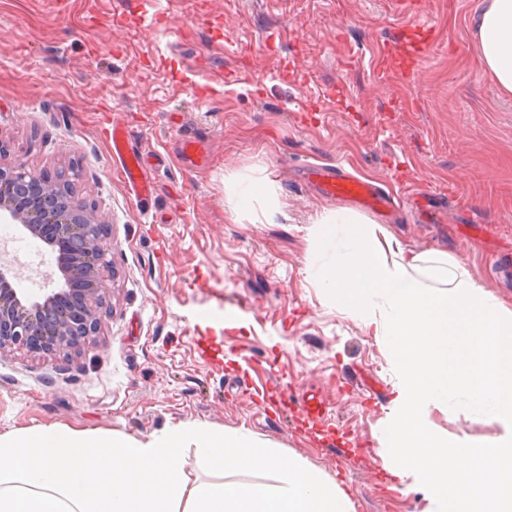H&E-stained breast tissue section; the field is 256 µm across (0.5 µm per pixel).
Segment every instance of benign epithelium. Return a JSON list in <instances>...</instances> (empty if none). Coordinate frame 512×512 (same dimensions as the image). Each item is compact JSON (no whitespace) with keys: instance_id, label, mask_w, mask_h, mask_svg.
Masks as SVG:
<instances>
[{"instance_id":"benign-epithelium-1","label":"benign epithelium","mask_w":512,"mask_h":512,"mask_svg":"<svg viewBox=\"0 0 512 512\" xmlns=\"http://www.w3.org/2000/svg\"><path fill=\"white\" fill-rule=\"evenodd\" d=\"M39 238L57 253L63 287L42 296L12 286L15 268L0 262V354L5 351H65L98 332L100 274L109 265L98 222L72 190L50 197L44 181L23 164L0 165V219Z\"/></svg>"}]
</instances>
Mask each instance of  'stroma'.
Segmentation results:
<instances>
[{
    "label": "stroma",
    "instance_id": "1",
    "mask_svg": "<svg viewBox=\"0 0 512 512\" xmlns=\"http://www.w3.org/2000/svg\"><path fill=\"white\" fill-rule=\"evenodd\" d=\"M50 2L0 0V164L75 171L109 226L113 276L93 341L0 354V434L246 429L342 482L352 512H430L417 478L382 469L392 353L321 286L343 241L315 250L306 229L329 211L370 217L512 304V264L493 266L484 246L492 224L512 250V93L482 67L484 0H428L422 62L419 33L386 0H69L62 14ZM113 113L151 154V200L114 174L101 134ZM181 135L206 141L208 160L182 166ZM309 163L374 177L398 203L368 215L321 197L295 177ZM229 177L273 184L274 201L230 200ZM254 383L269 405L250 399ZM311 393L334 422H300L295 402ZM429 422L475 445L500 433L438 408Z\"/></svg>",
    "mask_w": 512,
    "mask_h": 512
}]
</instances>
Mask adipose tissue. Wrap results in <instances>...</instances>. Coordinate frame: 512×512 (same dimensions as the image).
I'll use <instances>...</instances> for the list:
<instances>
[{
  "instance_id": "adipose-tissue-1",
  "label": "adipose tissue",
  "mask_w": 512,
  "mask_h": 512,
  "mask_svg": "<svg viewBox=\"0 0 512 512\" xmlns=\"http://www.w3.org/2000/svg\"><path fill=\"white\" fill-rule=\"evenodd\" d=\"M484 69L512 92V0H485L476 23ZM349 250L321 278L330 301L386 337L399 372L381 433L389 471L427 477L433 512L469 502L512 512V307L488 294L447 253L406 249L383 225L349 218ZM496 422L483 447L432 431L431 408ZM217 473L192 478L187 455ZM480 464L485 477H464ZM277 466L280 483L221 480L227 468ZM0 512H351L345 487L280 464L251 432L178 424L140 440L122 433L34 428L0 434Z\"/></svg>"
}]
</instances>
